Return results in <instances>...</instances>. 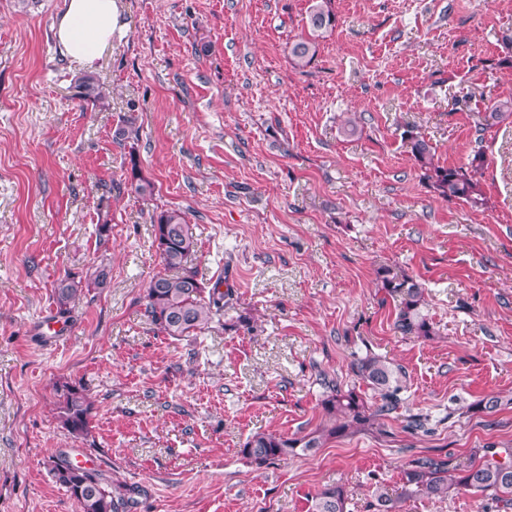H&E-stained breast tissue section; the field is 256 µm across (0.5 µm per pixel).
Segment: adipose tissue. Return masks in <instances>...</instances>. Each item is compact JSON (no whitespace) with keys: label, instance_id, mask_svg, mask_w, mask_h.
Segmentation results:
<instances>
[{"label":"adipose tissue","instance_id":"1","mask_svg":"<svg viewBox=\"0 0 512 512\" xmlns=\"http://www.w3.org/2000/svg\"><path fill=\"white\" fill-rule=\"evenodd\" d=\"M122 28L117 0H67L56 37L62 53L89 68Z\"/></svg>","mask_w":512,"mask_h":512}]
</instances>
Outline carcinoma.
<instances>
[{"mask_svg":"<svg viewBox=\"0 0 512 512\" xmlns=\"http://www.w3.org/2000/svg\"><path fill=\"white\" fill-rule=\"evenodd\" d=\"M336 15L331 0H315L307 19L308 35L291 48V64L304 68L315 57L319 39L333 29ZM78 98L86 104H102L107 99L102 84L86 75L77 83ZM512 115V97L493 101L484 121H500ZM411 153L425 170V178L439 195L477 205L482 201L479 171L484 164L481 151L474 152L467 166L444 167L435 162V149L415 128L406 130ZM134 193L145 199L152 196L153 185L137 174L136 161H131ZM155 243L164 272L149 282L144 295V315L154 328L167 336L183 337L211 328L224 317V297L219 283L209 284L198 277V271L187 266L196 243L186 219L179 209H168L153 216ZM108 278L107 268L91 267L85 273L68 274L54 286V303L59 317L70 314L84 289L102 288ZM381 290L398 299L393 328L402 336L426 338L435 335L433 323L421 313L425 305L424 288L410 277H398L384 268L379 272ZM350 373L379 396L380 404L370 408L355 390H344L336 380L326 376L321 384L326 389L322 407L329 419L341 418L329 429L311 435L289 438L277 433H256L244 443L242 454L258 467L273 464L297 454L323 447L325 440L343 435L350 429L374 424L399 409L401 392L406 383L403 367L366 350L365 355L350 362ZM58 421L77 441L91 435L94 403L79 383H56ZM48 472L53 482L65 489L78 504L80 512H122L129 498L124 488L109 484L98 471L79 465L69 455L59 453L49 458ZM472 491L488 497L497 512L512 509V448L499 452L483 449L479 460L463 469L451 465L448 458L418 456L403 469L402 487L395 496L381 488L373 493L374 512H401L402 503L413 497L444 499L452 493ZM349 493L345 486H326L311 497L309 512H348Z\"/></svg>","mask_w":512,"mask_h":512,"instance_id":"obj_1","label":"carcinoma"}]
</instances>
